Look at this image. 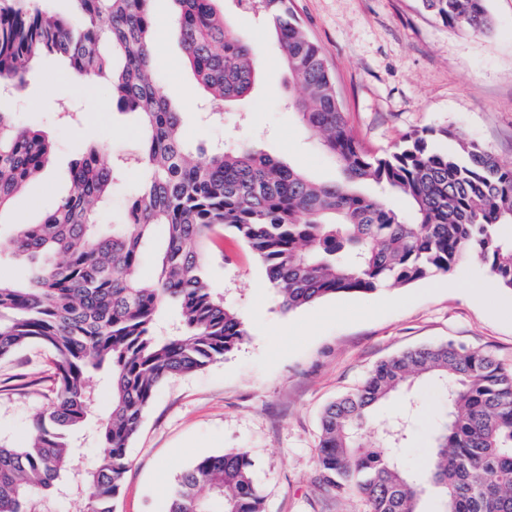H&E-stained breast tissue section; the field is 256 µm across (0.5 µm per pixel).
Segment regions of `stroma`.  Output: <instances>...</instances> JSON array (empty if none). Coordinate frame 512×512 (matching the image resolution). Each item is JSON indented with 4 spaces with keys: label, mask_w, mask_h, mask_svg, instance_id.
<instances>
[{
    "label": "stroma",
    "mask_w": 512,
    "mask_h": 512,
    "mask_svg": "<svg viewBox=\"0 0 512 512\" xmlns=\"http://www.w3.org/2000/svg\"><path fill=\"white\" fill-rule=\"evenodd\" d=\"M235 35L260 49L259 81L226 106L223 119H201V91L171 27L173 0H152L154 69L160 87L184 114L196 147L249 143L328 182L338 176L296 114L282 104L288 70L270 22L224 0ZM321 47L348 123L361 146L390 152L408 134L447 129L436 149L476 140L512 165V0H486L487 32L448 26L419 0H289ZM54 88L45 91L44 77ZM12 122L41 131L53 144L46 168L0 211V235L36 224L71 190L80 148L107 139L126 155L138 135L132 114L112 106L103 86L78 88L66 65L44 60L27 83L0 95ZM210 279L247 325V340L204 369L164 381L129 447L115 512H164L177 477L204 454L247 452L266 512H367L358 498L326 494L316 464L324 408L358 387L380 361L409 348L452 341L491 352L512 369V289L497 285L481 263L403 288L336 295L282 311L264 284L262 264L225 238L212 249ZM50 354L38 347L0 360V443L23 446L50 403ZM417 404L401 463L419 474L442 413V390L412 383Z\"/></svg>",
    "instance_id": "35a3bbf8"
}]
</instances>
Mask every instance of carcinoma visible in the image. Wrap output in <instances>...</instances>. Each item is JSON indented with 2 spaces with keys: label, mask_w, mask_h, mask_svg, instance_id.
<instances>
[{
  "label": "carcinoma",
  "mask_w": 512,
  "mask_h": 512,
  "mask_svg": "<svg viewBox=\"0 0 512 512\" xmlns=\"http://www.w3.org/2000/svg\"><path fill=\"white\" fill-rule=\"evenodd\" d=\"M152 0H72L49 7H0V86L24 84L31 65L63 59L95 74L109 99L138 115L137 149L110 164L93 148L72 168L73 191L39 224L0 238V255L29 263L24 283L0 274V359L38 346L52 357L50 407L22 447L0 445V512H44L63 494L85 497V512H113L128 449L145 409L166 379L203 369L249 336L238 312L210 284L209 249L228 233L265 268L283 309L323 298L402 287L451 272L464 259L512 289V166L483 145L438 150L433 132L404 138L392 152L364 151L348 124L321 48L288 0H238L274 20L299 93L288 105L334 159L341 179L318 183L299 167L254 147H212L198 159L182 113L161 93L153 67ZM186 62L207 99L224 105L249 95L260 55L237 37L219 0H174ZM449 25L491 28L485 0H420ZM52 144L0 112V210L40 172ZM140 172L125 221L103 232L96 216L125 171ZM382 187L398 209L364 191ZM162 229L154 244L155 229ZM154 251L151 278L141 276ZM100 371L111 392L95 429L103 448L80 465L75 434L95 409L85 377ZM421 376L445 389L424 482L443 512H512V371L482 351L452 343L403 351L378 364L356 391L325 407L317 466L325 490L357 494L369 512H419L423 489L398 464L411 426L400 416L381 430L383 448L361 442L373 408ZM166 512H265L253 463L242 451L197 458L180 476Z\"/></svg>",
  "instance_id": "carcinoma-1"
}]
</instances>
